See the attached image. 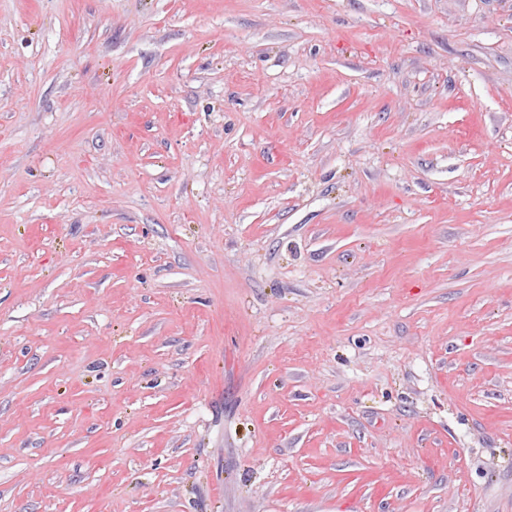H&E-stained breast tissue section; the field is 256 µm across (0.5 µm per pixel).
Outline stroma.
I'll list each match as a JSON object with an SVG mask.
<instances>
[{"mask_svg": "<svg viewBox=\"0 0 512 512\" xmlns=\"http://www.w3.org/2000/svg\"><path fill=\"white\" fill-rule=\"evenodd\" d=\"M0 512H512V0H0Z\"/></svg>", "mask_w": 512, "mask_h": 512, "instance_id": "stroma-1", "label": "stroma"}]
</instances>
